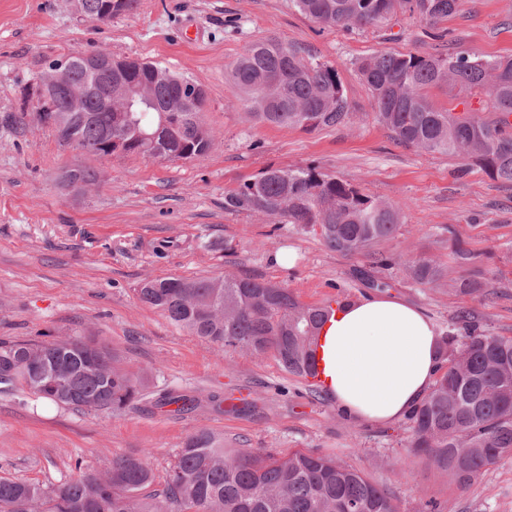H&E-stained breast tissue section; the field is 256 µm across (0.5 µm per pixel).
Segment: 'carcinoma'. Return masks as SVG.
I'll use <instances>...</instances> for the list:
<instances>
[{"mask_svg": "<svg viewBox=\"0 0 512 512\" xmlns=\"http://www.w3.org/2000/svg\"><path fill=\"white\" fill-rule=\"evenodd\" d=\"M88 15L131 13L138 0H79ZM323 28L344 31L389 25L409 14L443 43L442 24L461 0H293ZM374 102L373 120L406 147L462 157L489 177L512 183V57L486 59L469 52L435 54L375 52L357 62ZM255 121L304 131L336 128L355 113L336 70L304 58L297 46L264 38L248 42L226 69ZM73 87L112 83L129 111L107 112L93 94L67 96L56 112L36 114L58 139L87 155L152 156L199 160L216 144L203 119L206 97L182 100L177 75L159 63L119 62L112 72L78 65L68 72ZM446 84L467 97H482V117L439 110L429 90ZM87 167L63 171L67 186H93ZM224 209L300 224L320 234L345 257L372 265H398L422 285H448L464 297L490 295L478 270L480 255L448 228L458 275L434 258L394 259L376 247L403 224L400 209L316 165L267 167L224 195ZM140 301L172 324L221 350L269 355L288 374L304 378L315 367L325 305L300 302L288 288L253 277H168L144 281ZM462 334L446 336L439 368L426 398L409 415L410 456L424 458L460 488L500 459L512 456V336L479 331L471 310L456 315ZM0 390L23 391L37 400L75 411L120 414L150 404L192 411L198 397L152 389L151 375L126 369L120 357L93 341L70 336L0 341ZM140 457H121L103 473L84 474L52 486L0 476V512H398L389 494L360 470L311 452L285 456L226 448L208 429L191 435L171 463L159 491Z\"/></svg>", "mask_w": 512, "mask_h": 512, "instance_id": "carcinoma-1", "label": "carcinoma"}]
</instances>
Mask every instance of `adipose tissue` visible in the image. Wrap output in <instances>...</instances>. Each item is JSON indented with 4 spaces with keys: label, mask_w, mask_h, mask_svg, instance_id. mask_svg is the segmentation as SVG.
I'll return each instance as SVG.
<instances>
[{
    "label": "adipose tissue",
    "mask_w": 512,
    "mask_h": 512,
    "mask_svg": "<svg viewBox=\"0 0 512 512\" xmlns=\"http://www.w3.org/2000/svg\"><path fill=\"white\" fill-rule=\"evenodd\" d=\"M438 345L424 311L387 294L336 304L318 341L330 397L372 422L398 419L424 400Z\"/></svg>",
    "instance_id": "1"
}]
</instances>
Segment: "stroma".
<instances>
[{
	"mask_svg": "<svg viewBox=\"0 0 512 512\" xmlns=\"http://www.w3.org/2000/svg\"><path fill=\"white\" fill-rule=\"evenodd\" d=\"M446 26L452 50L512 56V0H463ZM262 37L297 44L306 59L334 67L356 120L312 132L251 120L224 68ZM434 48L418 20L402 16L349 34L320 28L290 0H140L135 12L106 22L76 15L70 0H0V340L83 336L117 352L130 370L149 371L158 387L201 401L189 412L114 415L0 393V475L52 485L143 456L160 485L187 438L209 429L228 448L333 457L385 488L399 512H424L431 499L445 512H512V456L456 489L427 460L409 459L407 418L356 419L272 358L219 351L137 296L146 279L233 275L283 285L315 305L371 295L369 276L424 310L441 334L468 308L481 330L512 336V185L465 168L460 157L397 143L372 120L357 72V60L375 51ZM95 51L156 62L202 85L203 118L218 136L212 151L177 162L99 158L63 145L34 116L19 119L25 90L53 60ZM309 164L402 211L385 254L449 261L446 229L455 227L482 254L491 297L460 298L398 268L341 256L300 225L225 211V193L263 169ZM75 166L95 170L99 184L65 190L59 174ZM286 249L297 255L290 267L274 261ZM240 397L252 409L235 410Z\"/></svg>",
	"mask_w": 512,
	"mask_h": 512,
	"instance_id": "1",
	"label": "stroma"
}]
</instances>
